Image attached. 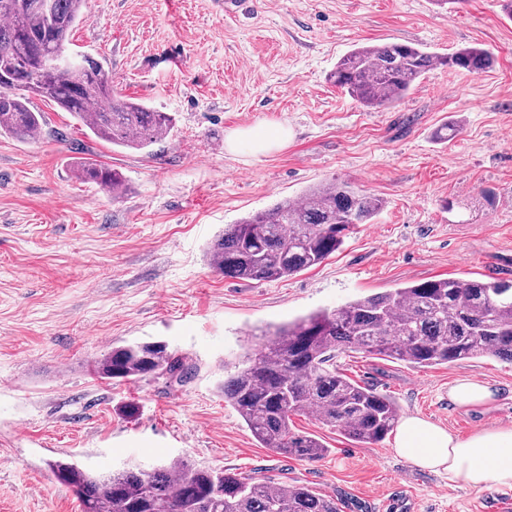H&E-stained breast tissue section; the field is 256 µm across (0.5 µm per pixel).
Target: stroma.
Wrapping results in <instances>:
<instances>
[{
    "mask_svg": "<svg viewBox=\"0 0 512 512\" xmlns=\"http://www.w3.org/2000/svg\"><path fill=\"white\" fill-rule=\"evenodd\" d=\"M367 42L486 47L497 64L479 75L430 70L394 108L370 110L328 80ZM68 52L102 61L116 91L175 125L148 149H121L35 97L42 134L0 135V512H80L51 460L105 475L176 457L350 496L365 512H497L503 489L449 486L401 460L390 437L361 445L297 416L296 431L327 455L275 454L220 385L257 328L429 279L512 280V20L498 0H246L234 17L215 0H86ZM446 122L458 133L436 142ZM257 125L286 127L287 142L228 150L231 134ZM82 161L122 173L125 195L79 180ZM334 180L384 209L321 265L259 284L210 267L225 225ZM150 341L192 376L107 383L91 373L112 348ZM336 363L400 417L461 438L512 426L511 362L416 368L353 351ZM462 377L494 386L495 404L455 407L448 389Z\"/></svg>",
    "mask_w": 512,
    "mask_h": 512,
    "instance_id": "stroma-1",
    "label": "stroma"
}]
</instances>
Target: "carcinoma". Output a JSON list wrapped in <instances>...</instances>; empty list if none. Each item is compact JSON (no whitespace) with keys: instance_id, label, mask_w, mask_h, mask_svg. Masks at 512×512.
<instances>
[{"instance_id":"cac0c4a2","label":"carcinoma","mask_w":512,"mask_h":512,"mask_svg":"<svg viewBox=\"0 0 512 512\" xmlns=\"http://www.w3.org/2000/svg\"><path fill=\"white\" fill-rule=\"evenodd\" d=\"M84 7L85 0H0V77L12 80L0 83V135L26 141L41 134L43 113L30 108V98L41 97L114 146L147 148L169 135L171 113L117 93L103 63L91 55L53 61L66 53ZM496 63L497 55L486 48L439 54L412 43L363 44L339 59L330 80L363 107L388 109L437 65L481 74ZM79 175L112 192L114 200L126 192L123 176L101 164L85 163ZM381 209V199L347 181L321 183L226 227L211 247V262L232 280L285 279L323 263ZM346 351L419 368L486 354L512 362V281L427 280L278 325L256 357L224 378V401L261 447L301 461L321 459L326 446L293 431L298 414L313 415L354 442L380 443L397 422V406L340 372L336 357ZM93 372L102 380L183 381L191 367L158 341L114 347L94 361ZM49 468L73 491L81 512H340L336 498L305 485L277 488L180 458L106 476L65 459Z\"/></svg>"}]
</instances>
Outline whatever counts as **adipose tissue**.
I'll return each instance as SVG.
<instances>
[{
    "label": "adipose tissue",
    "mask_w": 512,
    "mask_h": 512,
    "mask_svg": "<svg viewBox=\"0 0 512 512\" xmlns=\"http://www.w3.org/2000/svg\"><path fill=\"white\" fill-rule=\"evenodd\" d=\"M288 133L281 127L256 126L236 132L230 149L264 153L283 145ZM394 450L417 468L443 473L453 487L479 488L492 483L512 489V427L481 429L459 438L445 428L416 416L397 427Z\"/></svg>",
    "instance_id": "adipose-tissue-1"
}]
</instances>
